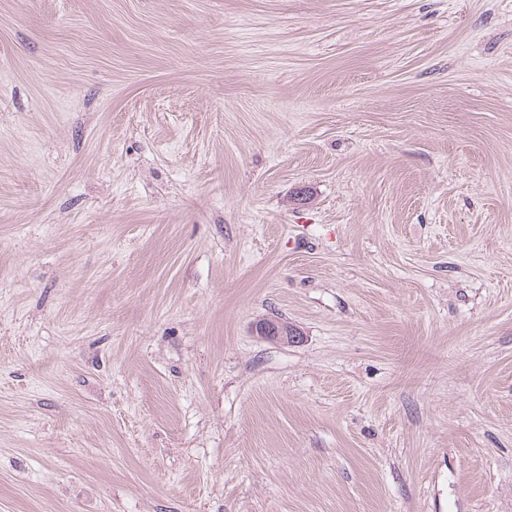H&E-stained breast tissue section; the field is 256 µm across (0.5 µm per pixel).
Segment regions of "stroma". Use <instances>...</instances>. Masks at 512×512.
<instances>
[{
	"instance_id": "stroma-1",
	"label": "stroma",
	"mask_w": 512,
	"mask_h": 512,
	"mask_svg": "<svg viewBox=\"0 0 512 512\" xmlns=\"http://www.w3.org/2000/svg\"><path fill=\"white\" fill-rule=\"evenodd\" d=\"M0 512H512V0H0ZM283 326L287 332H284L282 328V323L277 321H263L256 325V333L262 338L278 341L284 344H298L302 341V336L300 333L293 329H288L292 327L288 325V322H283Z\"/></svg>"
}]
</instances>
